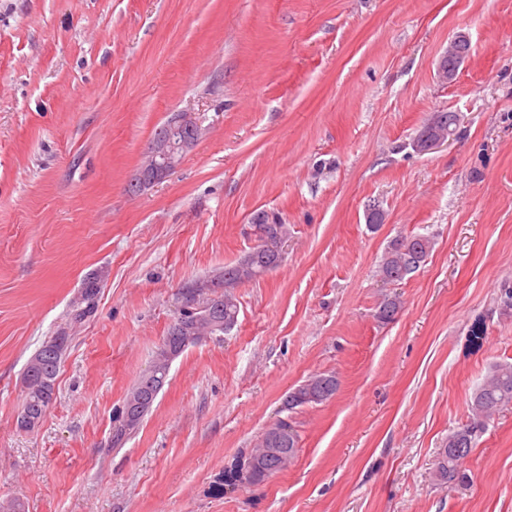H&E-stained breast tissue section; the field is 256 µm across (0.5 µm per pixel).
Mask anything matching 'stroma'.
I'll use <instances>...</instances> for the list:
<instances>
[{
    "mask_svg": "<svg viewBox=\"0 0 512 512\" xmlns=\"http://www.w3.org/2000/svg\"><path fill=\"white\" fill-rule=\"evenodd\" d=\"M454 80L437 65L456 36ZM178 111L203 135L163 182L128 190ZM461 117L429 153L432 113ZM385 220L365 222L369 206ZM283 260L235 288L234 328L176 358L151 411L110 444L180 288L251 250L258 210ZM433 249L396 284V236ZM104 270L92 316L71 318ZM512 0H0V501L26 512H512V405L435 485L474 389L512 363ZM402 308L384 324L387 296ZM69 338L41 426L22 378ZM329 400L282 401L315 373ZM287 468L228 486L276 420Z\"/></svg>",
    "mask_w": 512,
    "mask_h": 512,
    "instance_id": "1",
    "label": "stroma"
}]
</instances>
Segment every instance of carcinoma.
<instances>
[{
	"instance_id": "cac0c4a2",
	"label": "carcinoma",
	"mask_w": 512,
	"mask_h": 512,
	"mask_svg": "<svg viewBox=\"0 0 512 512\" xmlns=\"http://www.w3.org/2000/svg\"><path fill=\"white\" fill-rule=\"evenodd\" d=\"M253 230L254 247L236 264L224 266L219 283L224 292L213 299V319L221 322H237V300L232 289L238 285L254 281L275 269L281 262V239L287 236L286 225L281 219L265 210L254 213L250 219ZM433 241L423 235L397 237L390 241L378 267L382 280L395 283L416 272L426 261L432 250ZM97 278L91 277L85 283L79 301L74 304L72 320H84L95 308L97 298ZM177 300L185 305L178 311L174 323L167 330L152 364L154 384L165 385L169 371L164 365L170 358H176L186 350L185 336L181 326L190 329L199 322L191 312L194 298L183 288ZM400 310V301L395 296L385 297L378 308L377 318L382 322L395 319ZM56 338L44 342L41 347L40 362L35 368H26L24 398L18 423L28 418L38 424L45 417L55 398L56 377L61 361L57 360L52 348ZM339 381L333 373H319L310 376L288 392L284 407L294 410L313 404H320L336 394ZM158 393L147 385L145 377H140L125 397L121 420L113 427L112 447L118 448L127 435L139 427L143 418L127 420V416L143 407V414L151 410ZM512 405V364H499L491 374L477 386L471 396V416L461 427L448 435V441L440 449L435 462L433 478L440 484H464L468 475L460 469L459 461L475 447L477 439L485 432L495 413L504 406ZM258 447L268 449L264 454L251 457L256 471L257 482L280 471L288 459L295 456L298 448V434L292 425L281 421L274 423L260 436Z\"/></svg>"
}]
</instances>
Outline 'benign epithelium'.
I'll use <instances>...</instances> for the list:
<instances>
[{
    "label": "benign epithelium",
    "instance_id": "1",
    "mask_svg": "<svg viewBox=\"0 0 512 512\" xmlns=\"http://www.w3.org/2000/svg\"><path fill=\"white\" fill-rule=\"evenodd\" d=\"M460 38L449 43L448 53L438 63L437 72L441 81L450 82L455 73L448 71V56L456 51ZM202 134V125L198 117L192 113L180 112L170 119V124L158 132L146 148L143 165L134 181L133 189L141 192L164 179L176 168L182 155L193 148Z\"/></svg>",
    "mask_w": 512,
    "mask_h": 512
}]
</instances>
